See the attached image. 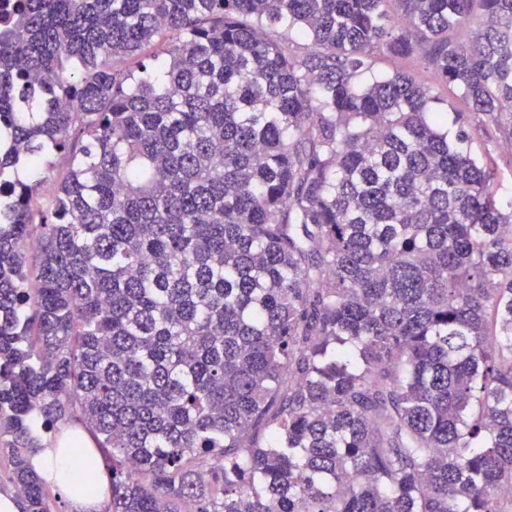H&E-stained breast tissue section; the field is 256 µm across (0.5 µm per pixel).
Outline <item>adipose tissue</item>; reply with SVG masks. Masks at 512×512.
Returning a JSON list of instances; mask_svg holds the SVG:
<instances>
[{
  "instance_id": "adipose-tissue-1",
  "label": "adipose tissue",
  "mask_w": 512,
  "mask_h": 512,
  "mask_svg": "<svg viewBox=\"0 0 512 512\" xmlns=\"http://www.w3.org/2000/svg\"><path fill=\"white\" fill-rule=\"evenodd\" d=\"M76 440L69 432L46 439L32 456V468L69 501L72 512H104L108 494V474L99 453L90 444L88 434H81L80 450H73Z\"/></svg>"
}]
</instances>
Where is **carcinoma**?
Here are the masks:
<instances>
[{
	"instance_id": "carcinoma-1",
	"label": "carcinoma",
	"mask_w": 512,
	"mask_h": 512,
	"mask_svg": "<svg viewBox=\"0 0 512 512\" xmlns=\"http://www.w3.org/2000/svg\"><path fill=\"white\" fill-rule=\"evenodd\" d=\"M378 53L512 135V0L0 15V453L23 512H51L36 427L72 418L108 512H512V212L433 84L359 83Z\"/></svg>"
}]
</instances>
